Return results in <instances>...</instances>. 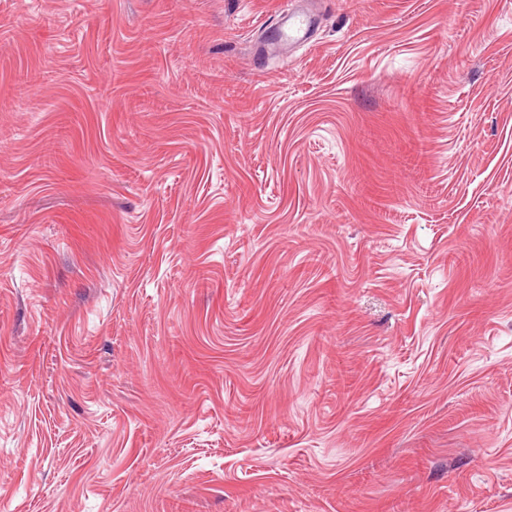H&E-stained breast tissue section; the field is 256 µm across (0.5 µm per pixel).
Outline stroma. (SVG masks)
Returning a JSON list of instances; mask_svg holds the SVG:
<instances>
[{
    "mask_svg": "<svg viewBox=\"0 0 512 512\" xmlns=\"http://www.w3.org/2000/svg\"><path fill=\"white\" fill-rule=\"evenodd\" d=\"M0 0V512H512V0ZM278 10V24L274 39L277 43L304 41L310 27V17L300 11H292L288 1Z\"/></svg>",
    "mask_w": 512,
    "mask_h": 512,
    "instance_id": "35a3bbf8",
    "label": "stroma"
}]
</instances>
